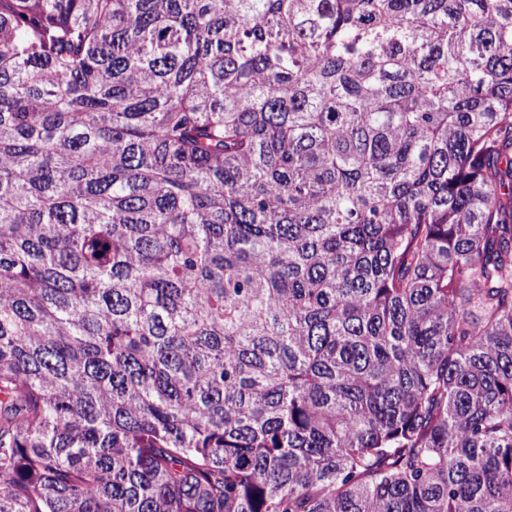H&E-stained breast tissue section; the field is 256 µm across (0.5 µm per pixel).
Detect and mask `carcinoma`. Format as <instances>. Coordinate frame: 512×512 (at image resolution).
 Wrapping results in <instances>:
<instances>
[{"label":"carcinoma","instance_id":"obj_1","mask_svg":"<svg viewBox=\"0 0 512 512\" xmlns=\"http://www.w3.org/2000/svg\"><path fill=\"white\" fill-rule=\"evenodd\" d=\"M0 512H512V0H0Z\"/></svg>","mask_w":512,"mask_h":512}]
</instances>
